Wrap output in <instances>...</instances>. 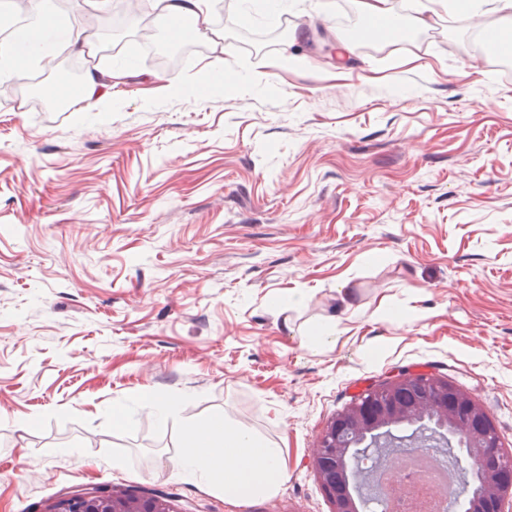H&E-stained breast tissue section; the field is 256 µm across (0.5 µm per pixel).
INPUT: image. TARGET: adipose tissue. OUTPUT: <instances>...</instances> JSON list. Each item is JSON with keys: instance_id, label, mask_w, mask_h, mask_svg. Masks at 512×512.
Returning <instances> with one entry per match:
<instances>
[{"instance_id": "1", "label": "adipose tissue", "mask_w": 512, "mask_h": 512, "mask_svg": "<svg viewBox=\"0 0 512 512\" xmlns=\"http://www.w3.org/2000/svg\"><path fill=\"white\" fill-rule=\"evenodd\" d=\"M479 13L486 17L488 29L512 21V0H424L414 19L424 27L439 10ZM28 24L13 37L0 39V77L22 79L30 64L41 61L48 49L60 45L82 55L95 48V38L86 33L72 35L60 26L45 0H26ZM182 479L201 488H220L228 501L276 493L287 476L283 448L260 439L244 425L227 426L211 421L200 434H189L178 456Z\"/></svg>"}]
</instances>
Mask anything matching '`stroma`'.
Masks as SVG:
<instances>
[{"mask_svg": "<svg viewBox=\"0 0 512 512\" xmlns=\"http://www.w3.org/2000/svg\"><path fill=\"white\" fill-rule=\"evenodd\" d=\"M261 2L210 0L164 73L140 13L72 0V31L99 14L96 59L67 51L0 89V512L88 487L333 512L317 438L402 369L464 389L512 451V55L479 46L484 16L417 30L420 0H393L402 38L360 40L340 75L355 0L278 21ZM296 30L305 61L281 64ZM76 61L127 63L111 111L64 86ZM227 70L266 84L202 80ZM330 321L335 343L308 348ZM147 392L175 399L167 427ZM216 416L284 448L276 494L238 505L177 476L186 426Z\"/></svg>", "mask_w": 512, "mask_h": 512, "instance_id": "obj_1", "label": "stroma"}]
</instances>
